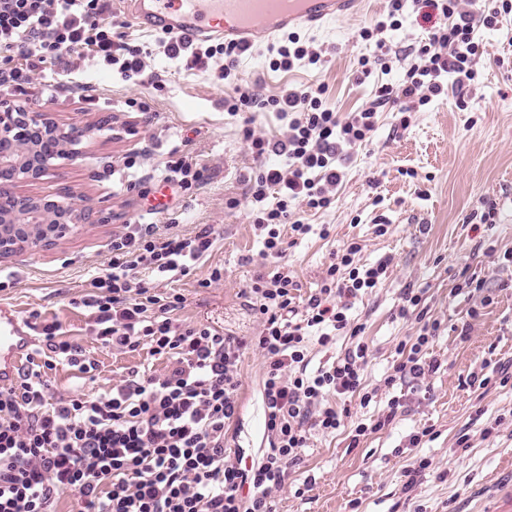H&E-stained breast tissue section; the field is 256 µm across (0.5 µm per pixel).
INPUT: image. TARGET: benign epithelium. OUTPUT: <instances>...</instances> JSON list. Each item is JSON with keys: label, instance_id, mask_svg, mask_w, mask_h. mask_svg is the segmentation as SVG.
I'll return each mask as SVG.
<instances>
[{"label": "benign epithelium", "instance_id": "7a95c632", "mask_svg": "<svg viewBox=\"0 0 512 512\" xmlns=\"http://www.w3.org/2000/svg\"><path fill=\"white\" fill-rule=\"evenodd\" d=\"M97 127L57 121L52 109L0 104V260L60 245L95 218L62 187L32 196L21 187L41 179L57 159L78 160Z\"/></svg>", "mask_w": 512, "mask_h": 512}]
</instances>
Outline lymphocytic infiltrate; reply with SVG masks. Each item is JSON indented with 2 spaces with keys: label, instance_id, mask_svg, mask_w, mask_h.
<instances>
[{
  "label": "lymphocytic infiltrate",
  "instance_id": "f902f5d3",
  "mask_svg": "<svg viewBox=\"0 0 512 512\" xmlns=\"http://www.w3.org/2000/svg\"><path fill=\"white\" fill-rule=\"evenodd\" d=\"M441 18L402 81L376 89L374 105L340 118L326 102L325 85L288 87L257 97L234 86L224 99L230 116H243V137L261 167L250 186L256 204L252 224L261 242L259 255L268 271L254 276L245 291L249 309L261 322L252 342L210 323H184L180 293L152 294L138 270L176 278L187 275L212 251L214 225L183 234L155 224H126L112 239V255L90 279L81 300L98 342L115 351L148 346L167 362L162 373L129 372L100 394L54 392L47 378L56 361L80 373L96 364L82 346L61 336L62 324L43 322L41 333L50 360L31 364L16 380L0 387V512H59L64 493H73L78 512H275L273 491L297 464L311 432L340 428L349 401L368 406L364 373L369 348L362 325L348 317L351 301L375 288L389 260L357 265L360 243L333 252L320 284L305 303H297L298 284L284 257L289 246L310 234L297 209H328L354 152L377 127L378 110L388 106L408 127L410 115L449 89L465 94L478 82L484 53L481 30L498 29L512 14V0H388L387 13L360 31L363 40L386 50L385 32L401 29L408 4ZM107 0H0V52L19 51L25 63L0 68V87L23 96L38 91L51 99L68 83L58 72L52 83L34 85L33 73L49 61L79 50L118 68L123 75L144 70L143 51L113 34ZM164 52L183 59L186 69L202 68L223 55L232 70L242 46L185 44L161 39ZM267 51L270 65L288 71L298 64L321 65V50L291 33ZM256 112L277 113L283 123L273 137L255 135ZM423 296L406 289L399 314L415 318L419 334L406 359L394 366L385 386L412 377L426 379L441 364L422 351L435 337ZM353 339L343 356L313 364L309 339L325 349L337 337ZM264 358L262 392L268 446L257 463L244 465L243 449L226 452L224 440L239 401L237 371L247 345ZM345 400V408L333 398Z\"/></svg>",
  "mask_w": 512,
  "mask_h": 512
}]
</instances>
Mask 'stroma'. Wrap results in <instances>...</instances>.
I'll use <instances>...</instances> for the list:
<instances>
[{
	"instance_id": "1",
	"label": "stroma",
	"mask_w": 512,
	"mask_h": 512,
	"mask_svg": "<svg viewBox=\"0 0 512 512\" xmlns=\"http://www.w3.org/2000/svg\"><path fill=\"white\" fill-rule=\"evenodd\" d=\"M387 5V0H364L354 16L321 32H301L303 41L326 48L320 67L272 70L263 40L237 60L232 79L225 81L223 57L203 69L180 67L164 54L157 33L141 29L121 0H111L118 31L144 51V72L121 75L82 51L68 57L72 81L55 98L25 100L29 111L51 108L63 123L113 119L85 143L80 159L59 161L47 177L25 187L33 195L68 187L95 214L110 216V223L94 225L62 246L0 261V307L13 308L28 323L37 313L59 320L65 336L97 364L90 380L57 365L50 377L59 391L105 392L129 371L159 373L165 367L145 346L132 352L101 347L79 305L88 281L107 265L113 235L129 222L171 224L185 234L206 224L221 227L222 238L187 275L169 280L147 272L143 278L157 294L184 296L185 321L215 322L241 337L257 333L244 291L261 269L247 193L259 164L242 139L241 118L225 112L224 98L237 82L262 97L288 85L322 83L328 105L340 115L369 107L377 84L400 82L434 24L409 16L389 33L391 51L380 58L358 32ZM483 37L482 77L466 93L465 109L456 107L454 96L437 99L413 113L405 129L393 112L380 110L377 128L347 169L335 203L303 215L307 223L328 225L331 234L323 240L310 233L287 253L300 297L314 291L330 252L347 242L362 244L364 264L392 256L386 277L360 294L349 312L364 324L370 348L365 387L378 392L368 407L352 403L351 419L372 423L394 396L403 406L391 425L361 437L355 447L344 427L312 433L275 494L277 512H491L497 491L512 489V388L470 380L512 362V71L496 65L500 56L512 58V16ZM364 58L371 68L366 77ZM138 102L148 113L135 111ZM173 150L202 165L200 184L180 198L169 196L159 181ZM374 172L381 182L372 188L367 177ZM490 201L498 216L484 224L479 217ZM158 203L166 204V211L150 213ZM381 221L388 230L379 236L374 228ZM217 265L224 269L223 281L201 287ZM467 278L479 281V288H463ZM408 288L423 290L427 318L440 324L425 353L441 367L423 383L408 378L388 388L384 379L402 360L398 344L418 333L415 321L398 315ZM263 365L259 350L245 351L239 409L227 435L229 448L251 457L266 441ZM425 428L433 429L434 440L410 447V436ZM462 436L468 439L464 448L457 444ZM422 458L432 463L429 474L407 485L405 470Z\"/></svg>"
}]
</instances>
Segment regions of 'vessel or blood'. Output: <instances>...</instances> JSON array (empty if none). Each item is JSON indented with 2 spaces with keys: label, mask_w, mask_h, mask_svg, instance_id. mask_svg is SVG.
<instances>
[{
  "label": "vessel or blood",
  "mask_w": 512,
  "mask_h": 512,
  "mask_svg": "<svg viewBox=\"0 0 512 512\" xmlns=\"http://www.w3.org/2000/svg\"><path fill=\"white\" fill-rule=\"evenodd\" d=\"M362 0H125L140 27L175 38L206 42L221 38L254 45L291 30H320L358 12ZM33 343L30 332L0 308V386L16 378Z\"/></svg>",
  "instance_id": "1"
}]
</instances>
